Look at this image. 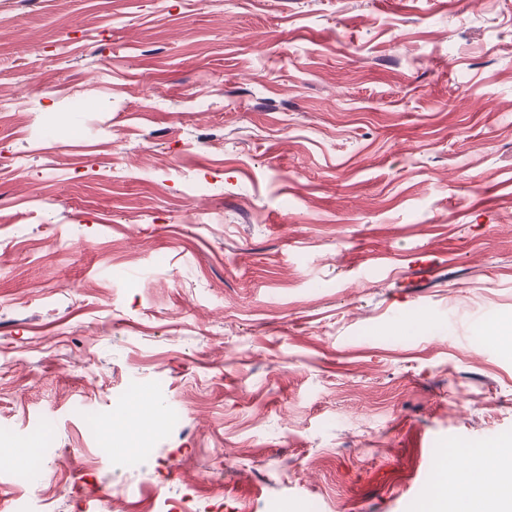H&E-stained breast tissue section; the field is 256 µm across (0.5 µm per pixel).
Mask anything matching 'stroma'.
I'll list each match as a JSON object with an SVG mask.
<instances>
[{
    "mask_svg": "<svg viewBox=\"0 0 512 512\" xmlns=\"http://www.w3.org/2000/svg\"><path fill=\"white\" fill-rule=\"evenodd\" d=\"M0 58V512H427L512 442V0H0ZM124 419L129 422H136V425L129 430V433L134 436L141 435L160 424L155 406H150V402L145 396L131 403Z\"/></svg>",
    "mask_w": 512,
    "mask_h": 512,
    "instance_id": "35a3bbf8",
    "label": "stroma"
}]
</instances>
